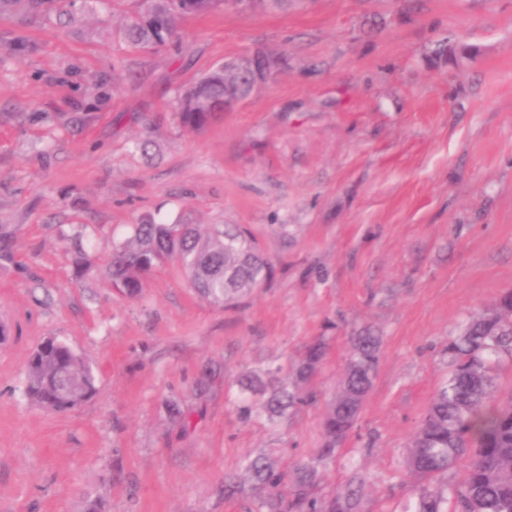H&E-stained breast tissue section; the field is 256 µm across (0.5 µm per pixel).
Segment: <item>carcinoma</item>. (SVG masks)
Wrapping results in <instances>:
<instances>
[{
	"label": "carcinoma",
	"mask_w": 512,
	"mask_h": 512,
	"mask_svg": "<svg viewBox=\"0 0 512 512\" xmlns=\"http://www.w3.org/2000/svg\"><path fill=\"white\" fill-rule=\"evenodd\" d=\"M150 0L143 17L131 21L127 41L136 48L165 45L180 38L178 20L187 13L204 14L223 0ZM248 78L237 72L215 73L191 84L177 100L182 126L197 130L221 118L206 111L204 99L247 98ZM169 262L178 263L192 287L211 303L228 307L267 285L271 265L250 232L234 225L201 232L195 224H167L153 219L133 225L131 237L113 247L105 273L118 292L135 297L145 277ZM381 339L365 329L350 337L349 358L342 392L324 415L323 448L293 472L278 467L266 453L248 456L244 475L224 477V493L251 488L264 492L256 512H359L358 490L328 497L314 491L336 458V447L357 420V397L373 382ZM325 346L310 344L302 363L291 374H275L267 380L239 382L240 392L251 391L257 400L245 398L241 416L277 421L307 403L302 392L320 365ZM453 369L438 389L407 446L410 474L419 483L412 512H512V397L499 399L493 392L492 365L504 353L512 354V292L496 309L485 312L462 328L448 345ZM92 367L67 343L46 339L30 356L26 394L53 411L74 408L95 393ZM462 472L459 482L448 481L436 491L433 480L448 471Z\"/></svg>",
	"instance_id": "cac0c4a2"
}]
</instances>
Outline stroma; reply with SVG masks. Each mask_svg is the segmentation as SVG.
I'll use <instances>...</instances> for the list:
<instances>
[{"mask_svg":"<svg viewBox=\"0 0 512 512\" xmlns=\"http://www.w3.org/2000/svg\"><path fill=\"white\" fill-rule=\"evenodd\" d=\"M146 7L0 15V512H254L225 474L259 450L288 469L316 454L366 328L378 371L324 488L403 512L417 494L405 450L452 370L448 344L512 291V0L222 6L180 19V45L138 49L124 27ZM257 49L278 61L270 82L184 128L181 90ZM147 216L248 228L267 286L223 309L169 263L119 293L102 269ZM52 336L96 373L65 412L25 393ZM317 339L313 402L242 419L235 382L295 368ZM173 400L188 425L168 421Z\"/></svg>","mask_w":512,"mask_h":512,"instance_id":"stroma-1","label":"stroma"}]
</instances>
